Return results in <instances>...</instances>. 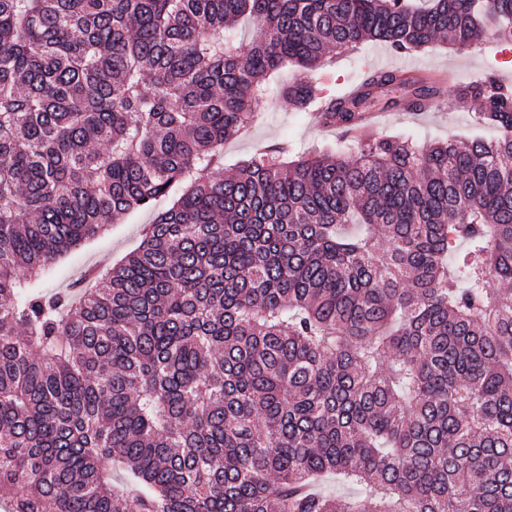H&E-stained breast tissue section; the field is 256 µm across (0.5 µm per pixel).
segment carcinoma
I'll return each instance as SVG.
<instances>
[{
  "label": "carcinoma",
  "instance_id": "carcinoma-1",
  "mask_svg": "<svg viewBox=\"0 0 512 512\" xmlns=\"http://www.w3.org/2000/svg\"><path fill=\"white\" fill-rule=\"evenodd\" d=\"M488 35L512 0H0L9 512H512V84L456 90L495 138L425 143L363 116L437 83L310 75ZM288 63L340 138L216 175ZM175 189L120 263L43 287Z\"/></svg>",
  "mask_w": 512,
  "mask_h": 512
}]
</instances>
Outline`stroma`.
<instances>
[{
    "instance_id": "obj_1",
    "label": "stroma",
    "mask_w": 512,
    "mask_h": 512,
    "mask_svg": "<svg viewBox=\"0 0 512 512\" xmlns=\"http://www.w3.org/2000/svg\"><path fill=\"white\" fill-rule=\"evenodd\" d=\"M379 65L434 76L446 90L431 111L383 113L381 131L409 132L431 142L476 135L487 139L494 136V129H478L469 124L468 109L458 100L456 90L490 70L512 81V52H507L500 42L487 37L463 52L446 45H435L410 55H398L379 43L369 42L356 54L337 56L334 62L316 70L314 76L341 92L350 80L364 76ZM336 137L335 130L321 126L313 113L294 111L286 99L274 93L260 109L251 134L225 143L224 163L228 166L237 164L277 141H288L294 154L300 155ZM171 205V200L166 199L158 202L154 209L135 211L109 224L102 237L81 244L60 258L47 273L45 285L70 288L89 270L115 264L139 245L143 225L151 223L156 213Z\"/></svg>"
}]
</instances>
